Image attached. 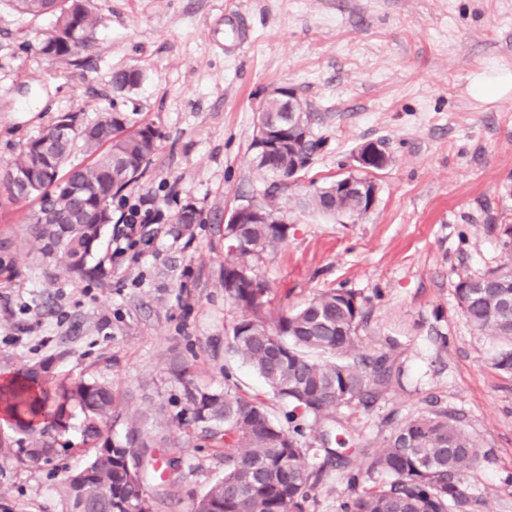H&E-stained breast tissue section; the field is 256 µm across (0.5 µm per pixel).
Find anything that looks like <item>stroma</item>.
<instances>
[{
    "mask_svg": "<svg viewBox=\"0 0 512 512\" xmlns=\"http://www.w3.org/2000/svg\"><path fill=\"white\" fill-rule=\"evenodd\" d=\"M94 39L72 64L43 54L56 27L0 0V166L14 160L58 114H135L159 134L147 171L112 202L114 212L150 202L160 223L121 257L97 249L108 273L91 283L46 267L23 216L31 201L0 203V258L17 271L0 280V378L49 362L60 380L112 384L126 413L169 435L182 471L158 512H190L222 476L219 450L200 432L166 430L180 395L175 374L219 389L225 370L266 394L259 375L228 358L224 334L239 317L224 300V218L249 200L288 220V237L253 261L285 311L314 294L347 288L369 312L363 351L390 350L402 383L370 409L337 412L339 453L382 446L392 426L418 414L458 411L479 453L467 482L481 512H512V376L494 360L499 343L457 306L460 279L507 260L512 225V0H91ZM141 73L113 89L114 70ZM293 88L319 121L321 147L286 184L259 168L255 114L273 90ZM383 146L372 173L377 197L363 217L306 205L316 188L357 173L361 145ZM204 215L193 235L173 216ZM394 346H387V339ZM81 414L50 459L22 458L29 438L0 420V512H66L60 481L90 459ZM325 451L307 512H338L346 493Z\"/></svg>",
    "mask_w": 512,
    "mask_h": 512,
    "instance_id": "stroma-1",
    "label": "stroma"
}]
</instances>
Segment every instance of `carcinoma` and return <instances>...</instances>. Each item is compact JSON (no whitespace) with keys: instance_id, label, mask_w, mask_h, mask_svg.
Wrapping results in <instances>:
<instances>
[{"instance_id":"obj_1","label":"carcinoma","mask_w":512,"mask_h":512,"mask_svg":"<svg viewBox=\"0 0 512 512\" xmlns=\"http://www.w3.org/2000/svg\"><path fill=\"white\" fill-rule=\"evenodd\" d=\"M30 15L52 13L74 30L68 47L48 35L42 53L72 63L75 48L93 32L88 0H10ZM137 70L112 72V87L130 89ZM265 114L288 122V104L271 98ZM159 134L126 112H110L102 120L62 128L59 118L40 136L29 140L10 165L4 190L14 200L32 199L31 236L41 260L61 263L68 273L99 281L105 263H90L105 230L112 225V199L138 181L157 148ZM320 142L293 139L289 149L258 158L259 168L288 180L294 176L293 156L311 158ZM84 153L92 160L73 162ZM314 209L334 214L343 209L357 217L366 212L362 200L333 192V186L310 196ZM263 224H226L224 235L239 249L224 259V299L241 311L225 334L228 351L248 364L273 396L288 405L285 429L277 425L259 396L241 390L224 373V389L199 388L178 378L184 394L172 418L188 432L199 428L212 447L224 449V475L194 499L192 512H306L311 492L324 467L313 469V444L300 441L301 417L319 420L353 404L368 409L376 397L400 383L401 370L389 355L361 352L362 326L368 312L364 300L346 288L330 289L291 311L272 313L270 288L253 273L259 260L288 237L278 210L266 205ZM456 287L458 305L469 322L512 344V268H497ZM122 402L112 386L97 381L59 382L38 365L23 379L0 383V411L21 430L33 434L30 447L18 453L48 458L57 452L59 437L69 428L70 409L80 410L93 453L85 467L64 481L68 512H155L156 503L170 498L181 458L165 454L166 438L141 430L139 420L126 418L124 435L112 433ZM339 460L337 480L349 495L341 512H477L481 501L466 482L478 461L476 444L463 418L445 408L396 423L381 448L351 466Z\"/></svg>"}]
</instances>
